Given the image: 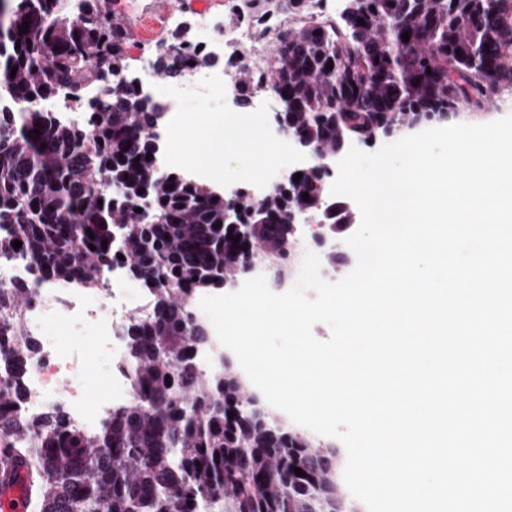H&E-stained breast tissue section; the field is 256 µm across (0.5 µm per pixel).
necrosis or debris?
Segmentation results:
<instances>
[{
    "mask_svg": "<svg viewBox=\"0 0 512 512\" xmlns=\"http://www.w3.org/2000/svg\"><path fill=\"white\" fill-rule=\"evenodd\" d=\"M213 21L210 11L196 15L197 44L206 53L217 56L224 49L251 42L256 43L258 51L264 52L271 45L270 39H256L253 31L245 26L226 30L220 36L213 35ZM235 90L229 72L194 68L171 86L168 98L175 101L196 92L221 98ZM17 284L30 288L29 299L19 311L18 320L39 343V353L24 376L28 391L26 414L37 416L59 408L80 431L98 432L113 409L136 397L130 380L124 329L131 317L146 322L153 318L148 296L139 293L137 283L119 262L108 272L105 289L91 290L74 282H38L30 262L0 259V288ZM57 321L67 322L78 335L93 337V350L50 338L46 330ZM94 355L106 361L110 392L91 409L83 399L82 390L89 360Z\"/></svg>",
    "mask_w": 512,
    "mask_h": 512,
    "instance_id": "necrosis-or-debris-1",
    "label": "necrosis or debris"
}]
</instances>
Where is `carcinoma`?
<instances>
[{"instance_id":"carcinoma-1","label":"carcinoma","mask_w":512,"mask_h":512,"mask_svg":"<svg viewBox=\"0 0 512 512\" xmlns=\"http://www.w3.org/2000/svg\"><path fill=\"white\" fill-rule=\"evenodd\" d=\"M81 2L71 16L59 0H0V99L18 106L0 112V226L12 227L0 236V255L19 240L42 279L102 288L116 228L126 271L145 288L155 318L133 317L125 329L139 398L87 435L60 409L24 413L22 374L39 347L17 322L29 289L0 288V450L30 469V510L359 512L341 492L336 451L286 426L228 367L197 371L205 337L193 334L187 308L193 292L250 270L252 245L271 265L288 259V212L303 209L335 233L355 223L354 211L325 192L328 165L310 166L260 198L249 215L252 244L234 243L224 194L182 172L155 179L153 129L166 106L118 78L129 70L130 22L102 10L101 0ZM319 2L230 0L232 23L261 38L271 30L275 42L260 68L236 53L226 61L242 104L268 76L286 102L281 120L317 150L368 145L512 86V0H349L338 21L316 19ZM188 27L157 42L159 73L181 78L215 65L186 37ZM102 60L115 70L107 83L95 67ZM61 91L92 129L26 108ZM104 174L120 195L101 191ZM141 199L153 203L156 222L136 212Z\"/></svg>"}]
</instances>
